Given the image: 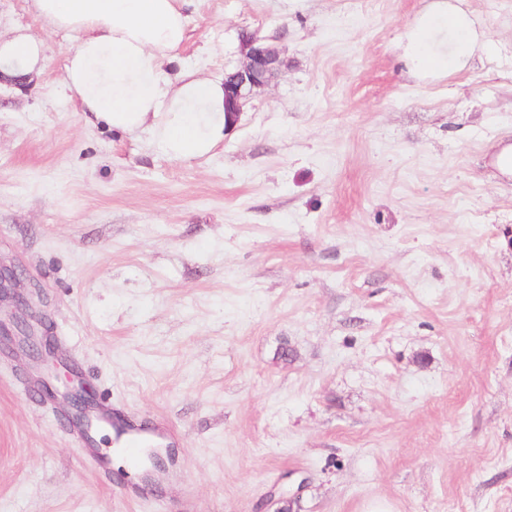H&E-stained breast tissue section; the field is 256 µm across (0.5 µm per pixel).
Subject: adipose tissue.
I'll list each match as a JSON object with an SVG mask.
<instances>
[{"instance_id":"ef3b65f1","label":"adipose tissue","mask_w":512,"mask_h":512,"mask_svg":"<svg viewBox=\"0 0 512 512\" xmlns=\"http://www.w3.org/2000/svg\"><path fill=\"white\" fill-rule=\"evenodd\" d=\"M183 0H32L53 30L75 34L67 59V87L83 111L126 132L153 129L160 147L175 158L207 153L224 129V83L183 73L168 76L164 64L186 37ZM473 22L439 11L410 33L416 65L448 64V44L464 46ZM39 71L40 40L20 32L0 41V61Z\"/></svg>"}]
</instances>
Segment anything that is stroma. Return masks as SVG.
I'll list each match as a JSON object with an SVG mask.
<instances>
[{"label":"stroma","mask_w":512,"mask_h":512,"mask_svg":"<svg viewBox=\"0 0 512 512\" xmlns=\"http://www.w3.org/2000/svg\"><path fill=\"white\" fill-rule=\"evenodd\" d=\"M476 38L411 67L434 9ZM166 65L282 64L205 155L87 121L75 35L0 79V261L168 469L105 475L0 350V512H512V0H189ZM287 358H280V349Z\"/></svg>","instance_id":"1"}]
</instances>
